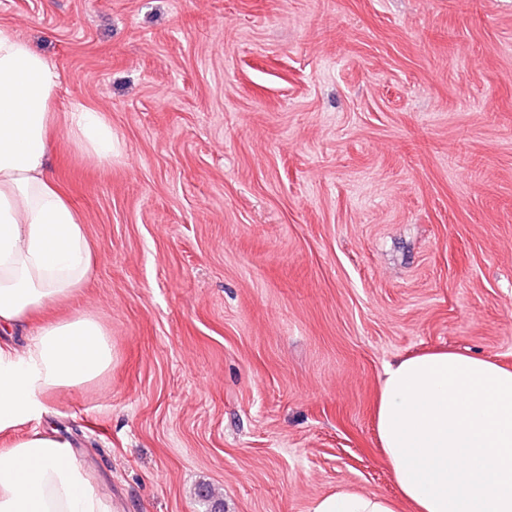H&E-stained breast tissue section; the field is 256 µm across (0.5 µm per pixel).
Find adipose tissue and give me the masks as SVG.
Here are the masks:
<instances>
[{"instance_id":"1","label":"adipose tissue","mask_w":512,"mask_h":512,"mask_svg":"<svg viewBox=\"0 0 512 512\" xmlns=\"http://www.w3.org/2000/svg\"><path fill=\"white\" fill-rule=\"evenodd\" d=\"M59 75L0 25V333L85 286L96 265L84 217L50 172L58 142L112 158V127L80 104L58 113ZM112 368L106 327L80 313L38 326L20 350L0 347V432L44 395ZM377 445L398 495L350 487L313 512H512V368L436 348L388 368L373 410ZM0 512H112L59 439L33 433L0 450Z\"/></svg>"}]
</instances>
